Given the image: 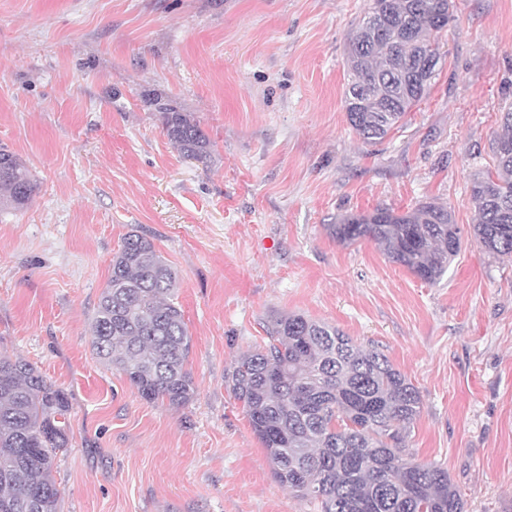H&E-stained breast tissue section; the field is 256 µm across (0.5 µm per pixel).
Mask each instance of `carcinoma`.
Segmentation results:
<instances>
[{"label": "carcinoma", "instance_id": "cac0c4a2", "mask_svg": "<svg viewBox=\"0 0 512 512\" xmlns=\"http://www.w3.org/2000/svg\"><path fill=\"white\" fill-rule=\"evenodd\" d=\"M383 13L385 35L370 26ZM454 0H370L348 36L347 121L368 146L382 143L432 89ZM427 57L430 78L415 62ZM168 139L189 159L210 158L211 142L190 113L155 98ZM495 170L473 179L476 243L512 256V107L491 143ZM36 191L24 162L0 149V206L22 209ZM336 240L374 242L425 283L439 281L462 245L448 207L424 201L344 216ZM176 275L146 236L131 233L91 323L96 355L122 373L148 403L173 407L197 394L187 368L191 336L174 302ZM271 342L242 355L231 374L235 398L265 448L273 476L320 512H464L448 471L420 463L407 448L420 414L413 383L374 347L298 314L273 318ZM67 394L21 358L0 354V512H59L52 471L69 441Z\"/></svg>", "mask_w": 512, "mask_h": 512}]
</instances>
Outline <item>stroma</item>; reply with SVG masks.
I'll return each instance as SVG.
<instances>
[{"mask_svg":"<svg viewBox=\"0 0 512 512\" xmlns=\"http://www.w3.org/2000/svg\"><path fill=\"white\" fill-rule=\"evenodd\" d=\"M434 87L380 145L350 128L346 43L369 0H0V147L38 189L0 208V353L70 402L60 512H316L273 476L231 390L297 313L374 343L422 400L408 446L465 512H512V259L471 243L475 175L512 104V0H455ZM199 120L185 159L153 98ZM451 207L465 241L427 284L329 226ZM177 274L197 395L147 403L90 323L130 232Z\"/></svg>","mask_w":512,"mask_h":512,"instance_id":"1","label":"stroma"}]
</instances>
